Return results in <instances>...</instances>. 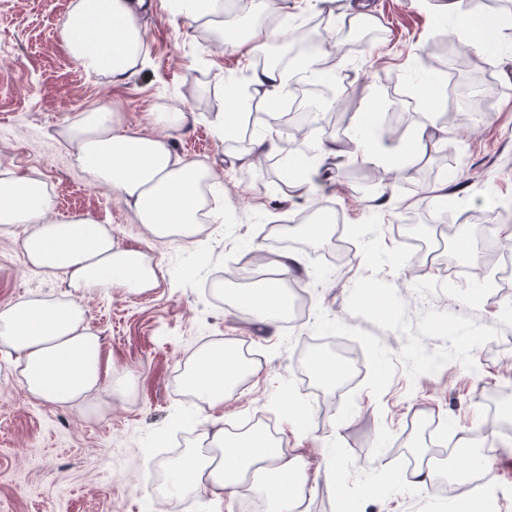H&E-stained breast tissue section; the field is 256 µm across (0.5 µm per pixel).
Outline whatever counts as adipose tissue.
I'll list each match as a JSON object with an SVG mask.
<instances>
[{"instance_id":"adipose-tissue-1","label":"adipose tissue","mask_w":512,"mask_h":512,"mask_svg":"<svg viewBox=\"0 0 512 512\" xmlns=\"http://www.w3.org/2000/svg\"><path fill=\"white\" fill-rule=\"evenodd\" d=\"M143 0H76L63 36L71 55L88 71L120 81L146 62L140 23ZM172 17L206 20L225 43L254 52L281 39L289 18L275 26L246 30L224 22L223 0H167ZM459 16L455 30L464 45L496 60L497 21L469 0H449ZM61 136L93 181L116 192L132 207L138 223L159 240L193 241L206 214L204 190L213 182L203 163L173 156L165 137L124 127L107 110L84 113ZM52 205L44 183L33 176L0 170V226L26 225L21 248L29 268L64 275L77 291L133 294L153 287L158 267L137 249L121 246L103 225L88 218L48 220ZM273 276L266 287L228 289L224 301L269 326L278 325L288 307L285 287L303 270L302 258L282 252L268 259ZM0 346L16 355V365L32 396L79 406L98 391L121 397L127 387L113 380L101 358L100 343L74 300L19 299L0 309ZM255 369L220 346H205L183 374L185 388L208 407L222 406L245 375ZM170 494L209 496L223 506L225 496L246 489L264 497L270 512H298L308 484L299 458L285 454L277 437L260 430L205 432L199 446L166 466Z\"/></svg>"}]
</instances>
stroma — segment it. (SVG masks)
<instances>
[{
	"instance_id": "35a3bbf8",
	"label": "stroma",
	"mask_w": 512,
	"mask_h": 512,
	"mask_svg": "<svg viewBox=\"0 0 512 512\" xmlns=\"http://www.w3.org/2000/svg\"><path fill=\"white\" fill-rule=\"evenodd\" d=\"M75 0H0V170L42 180L52 216L87 215L124 246L145 253L161 269L158 284L137 294L113 289L77 295L64 276L29 270L21 225L0 227V308L18 299L80 298L86 322L100 339L112 375L128 379L124 398L96 393L85 407H66L29 395L13 355L0 351V512H212L208 496L161 502L154 494L165 461L183 454L207 430L202 404L182 376L202 346L232 342L257 351L255 376L224 403L225 427L267 420L289 455L304 458L311 491L304 512H458L459 493L442 476L461 469L449 447L482 434L484 476L498 495L488 512H512V276L493 288L477 285L478 255H462L449 231L471 211L489 215L500 241L512 236V33L481 70L495 88L486 120L465 107L449 111L421 99L438 83L446 57L428 44L455 31L448 0H277L290 17L321 14L336 21L367 14L379 39L354 57L328 38L331 55L351 76L342 99L306 101L309 112L335 109L359 115L399 113L407 130L426 127L432 155L411 176L385 179L401 206L374 208V184L342 159L329 190L316 199L285 182L271 158H255L214 127L224 110L228 79L247 80L253 57L211 41L205 25L172 19L162 0L140 17L147 60L122 82L85 70L70 55L61 31ZM177 105L192 113L170 131L173 153L204 161L214 173L213 207L223 215L203 224L198 242H160L138 224L128 204L93 182L59 136L82 113L105 107L126 127L151 132L155 113ZM454 187L436 198L432 187ZM328 223L327 236L304 241L306 269L297 285L309 297L293 323L268 331L222 305L212 283L237 268L265 226L281 230L304 211ZM352 245L334 267L317 253ZM206 252L208 265L189 278L180 269ZM384 285L383 314L362 303L365 289ZM356 357L359 376L344 391L323 384L312 351ZM307 411L301 429H286L279 405ZM337 474H326V461ZM438 468L432 485L414 483L418 469Z\"/></svg>"
}]
</instances>
